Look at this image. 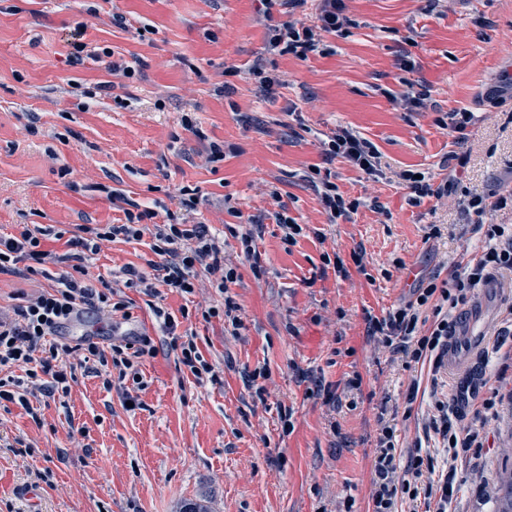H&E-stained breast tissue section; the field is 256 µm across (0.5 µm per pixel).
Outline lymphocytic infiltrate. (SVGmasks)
<instances>
[{
  "instance_id": "1",
  "label": "lymphocytic infiltrate",
  "mask_w": 512,
  "mask_h": 512,
  "mask_svg": "<svg viewBox=\"0 0 512 512\" xmlns=\"http://www.w3.org/2000/svg\"><path fill=\"white\" fill-rule=\"evenodd\" d=\"M260 2L261 18L270 24L267 49L271 52L306 58L319 50L323 34L342 31L350 23L343 0H320L314 24L300 26L292 22L271 24V9L277 4L299 7L306 0ZM322 155L324 162L340 157L369 174L375 173L381 164L377 148L347 129L329 136ZM511 202L512 190L498 195L491 203L482 196L469 197L466 209L474 217L475 231L485 239L481 254L456 266L442 283L431 282L416 289L413 300L400 304L384 318H369L370 334L382 337L386 346L403 355L406 363L427 364L432 373H439L456 322V309L469 302L476 288L494 274L512 272V225L484 222L488 208L503 209ZM199 203L194 195L180 199L181 213L170 212L163 218L154 209L131 203L125 211L124 223L103 228L82 225L78 234L67 240L66 250L61 254L43 249L42 230L38 227L23 228L16 236L0 237V275L43 276L50 263L65 268L56 286L23 298L11 315H0V370L9 372L8 377H0V402L16 403L26 409L30 406L29 394L40 391L49 395L68 385L66 358L74 348L59 341L60 331L90 310L107 316L126 311V302L119 298L117 289L101 291L84 281L87 255L97 252L104 241L139 240L143 235H151V249L157 259L145 271L124 267L127 286L145 288L155 297L165 290L191 294L199 275L215 277L219 290L225 294L224 307L209 308L202 317L207 320L221 315L232 329H241L240 307L227 293L229 284L235 283L239 274L235 267L226 265L223 242L210 234L206 225L190 220V213L196 211ZM153 313L164 335L178 344L181 362L191 374L198 379L213 374V367L203 359L194 340L179 333L177 317L160 306L154 307ZM83 346L100 365L109 364L117 369V378H104L107 388L113 382L122 383L136 376L138 359L155 351L152 339L146 335L112 345L107 351L88 339ZM15 367L24 368V376H12ZM431 405L434 412L423 430L433 435L434 448H425L419 442L410 448L398 447L393 428L382 426L374 461L370 512H452L461 488L454 462L462 452L480 458L484 443L479 431L461 425L460 415L450 403L435 396Z\"/></svg>"
}]
</instances>
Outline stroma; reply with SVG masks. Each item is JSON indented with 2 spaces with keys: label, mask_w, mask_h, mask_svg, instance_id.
Returning a JSON list of instances; mask_svg holds the SVG:
<instances>
[{
  "label": "stroma",
  "mask_w": 512,
  "mask_h": 512,
  "mask_svg": "<svg viewBox=\"0 0 512 512\" xmlns=\"http://www.w3.org/2000/svg\"><path fill=\"white\" fill-rule=\"evenodd\" d=\"M344 4L349 26L300 59L268 53L257 0H0V236L25 224L66 233L121 224L126 197L175 212L186 188L201 200L195 221L224 239L240 274L225 293L203 276L194 294L161 300L172 313L188 309L182 327L213 382L197 384L181 364L141 289L124 291L130 319L89 311L69 324L63 339L75 347L87 337L107 350L133 329L153 339L140 405L126 409L122 389H104L98 361L76 349L69 393L32 398L33 416L1 406L0 512H178L195 496L213 512H368L381 422L403 447L421 434L428 407L406 411L405 395L414 383L430 390V370L407 369L369 336L366 317L481 251L462 201L512 188V101H485L512 58V0ZM77 42L138 70L128 78L104 61L72 63ZM259 60L281 80L267 97L247 73ZM412 84L426 88L424 107L400 106ZM462 110L474 120L460 144L441 120ZM341 128L377 147L380 174L340 157L324 163L321 142ZM214 144L224 158L212 163ZM315 166L359 201L350 218L328 223ZM407 169L448 185L447 195L413 202ZM227 194L241 217L225 210ZM282 206L303 228L289 249L274 219ZM244 218L257 226L259 278L229 233ZM151 241L102 245L86 283L146 269ZM327 253L345 274L325 265ZM497 282L483 348L437 388L463 426L489 439L481 459L456 462L457 512H494L497 476L512 468V356L494 348L512 312V274ZM228 295L243 314L236 336L201 316ZM318 380L333 398L315 392ZM492 396L496 414L477 417ZM19 438L26 452L14 449Z\"/></svg>",
  "instance_id": "stroma-1"
}]
</instances>
